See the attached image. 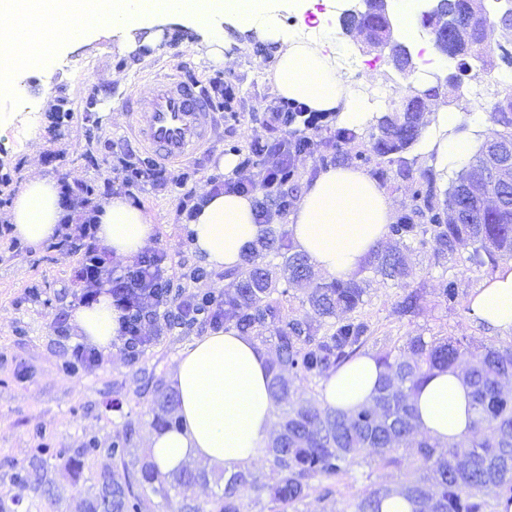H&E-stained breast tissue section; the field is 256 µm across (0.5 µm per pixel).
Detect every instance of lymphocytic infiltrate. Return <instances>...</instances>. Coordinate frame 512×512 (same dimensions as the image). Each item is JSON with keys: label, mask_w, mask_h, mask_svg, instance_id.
<instances>
[{"label": "lymphocytic infiltrate", "mask_w": 512, "mask_h": 512, "mask_svg": "<svg viewBox=\"0 0 512 512\" xmlns=\"http://www.w3.org/2000/svg\"><path fill=\"white\" fill-rule=\"evenodd\" d=\"M135 158L131 151L119 157L116 177L104 182L106 194L125 193L140 184L161 189L173 181L172 169L159 165L143 169L138 167ZM293 158L284 139L254 147L252 156L240 163L237 179L212 182L211 190L254 196L257 187L270 189V197L258 199L254 196V211L257 223H274L288 212V191L284 189L280 175L292 167ZM60 197L65 211L79 210L84 217L78 224L67 221L60 224L54 247L78 258L77 275L84 285L80 295L82 304L93 303L103 293L111 296L112 305L119 313L118 336L127 353H142L152 346L153 337L143 332L145 323L160 322L168 326L195 318V294L184 292L176 297L171 294L174 271L166 252L143 253L121 270L108 266L104 259L105 250L97 237L99 202L85 195L81 185L65 180L60 183Z\"/></svg>", "instance_id": "lymphocytic-infiltrate-1"}]
</instances>
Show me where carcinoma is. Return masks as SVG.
Returning a JSON list of instances; mask_svg holds the SVG:
<instances>
[{
    "instance_id": "1",
    "label": "carcinoma",
    "mask_w": 512,
    "mask_h": 512,
    "mask_svg": "<svg viewBox=\"0 0 512 512\" xmlns=\"http://www.w3.org/2000/svg\"><path fill=\"white\" fill-rule=\"evenodd\" d=\"M350 31H365L377 46L393 43L380 17L366 14L346 20ZM447 50L458 60L457 68L485 69L493 63V51L484 46V35L462 30L452 34ZM413 112H390L379 123L381 135L359 151L367 164L372 157L398 154L418 141L423 129L421 103ZM490 141L512 145V93L498 99L490 113ZM357 133L338 127L327 139L316 141L302 134L289 140L293 151L320 153L319 166L339 160L343 146ZM484 151L451 180L444 199H439L432 171L415 182L413 208L387 225L395 247L374 249L366 268L402 286L413 275L404 251L410 244L431 243L439 260H451L465 251L476 268L496 267L512 258V207L474 205L464 210L466 187L482 175ZM282 257L288 281L311 277L305 254L285 243V235L271 227L245 249V266L238 273L235 293L224 295V324L252 334L261 343L275 340L276 359L269 364L271 398L278 410V429L259 458L269 462V472L259 475L246 468L221 473L215 483L223 488L200 502L193 487L209 481L205 470L186 467L160 475L149 457L131 451L135 427L128 425L122 440L106 449L112 469L88 488L85 512H152L154 499L168 503L174 512H298L297 506L316 491L327 499L331 482L362 463L378 462L403 471L398 487L379 482L369 485L349 505L350 512H379V503L395 490L414 505V512H495L501 499L512 501V396L503 382L512 379V343L475 349L466 338L408 336L401 348L377 354L383 369L372 403L354 413L322 406L317 397L295 400L284 379L288 371L317 385L345 363L363 354L372 338L371 325L357 315L364 303L365 281L352 275L317 283L308 295L313 316L289 317L273 297L276 284L257 260ZM423 293L414 289L395 304L399 317H414L422 309ZM467 365L465 382L471 389L476 413L474 432L458 441L441 444L417 433L412 395L435 371ZM152 425L161 430L182 426L177 394L154 382ZM48 448H36L28 462L11 475L14 484L45 482L43 456Z\"/></svg>"
}]
</instances>
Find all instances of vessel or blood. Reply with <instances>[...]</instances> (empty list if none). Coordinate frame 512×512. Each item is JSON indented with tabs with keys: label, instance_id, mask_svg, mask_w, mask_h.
<instances>
[{
	"label": "vessel or blood",
	"instance_id": "vessel-or-blood-1",
	"mask_svg": "<svg viewBox=\"0 0 512 512\" xmlns=\"http://www.w3.org/2000/svg\"><path fill=\"white\" fill-rule=\"evenodd\" d=\"M123 108L143 150L163 164L202 149L215 126L213 107L201 85L179 72L152 79L146 90L130 92ZM142 112L147 113V122H140Z\"/></svg>",
	"mask_w": 512,
	"mask_h": 512
}]
</instances>
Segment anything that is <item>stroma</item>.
I'll list each match as a JSON object with an SVG mask.
<instances>
[{
    "label": "stroma",
    "instance_id": "stroma-1",
    "mask_svg": "<svg viewBox=\"0 0 512 512\" xmlns=\"http://www.w3.org/2000/svg\"><path fill=\"white\" fill-rule=\"evenodd\" d=\"M278 16L288 33L303 35L313 30L334 31L333 48L354 89L374 101L377 115L403 109L395 90L403 77L391 61L389 49H373L353 34L341 31L337 16L326 13L320 0L312 9L297 12L291 0H278ZM158 34L155 42L120 51L111 34L99 31L82 40L62 45L51 56L22 69L19 84L22 96H0V170L11 171L13 181L0 189V221L8 219L14 197L27 180L40 175L61 178L102 191L105 179L114 177L116 154L132 147L121 98L143 86L149 77L181 65L202 81L222 76L237 92L232 111L219 113V130L208 149L182 163L187 184L169 183L165 189L150 186L133 188L130 197L142 207L154 231L148 249H162L176 264L188 268L201 264L193 251L188 227L178 217L186 193L203 197L210 183L223 179L218 159L227 153L245 157L255 142L280 137L279 129L266 122V107L275 96L270 67L275 44L255 41L226 26L225 59L217 63L204 50L202 35L192 24L160 18L150 24ZM508 68L494 61L487 70L472 71L471 82L478 96H466L458 105L465 117L458 127L470 129L466 120L473 111L488 112L497 100L499 81ZM63 104L73 112L71 122L53 129L48 112ZM369 125L361 140L345 146L344 165L362 167L366 174L385 169L382 188L393 204L394 215L410 211L411 183L398 174L397 163L373 158L359 164L355 157L363 138L376 132ZM413 269L411 287L425 296L422 313L412 319L399 318L395 303L403 288L393 285L372 270H364L367 293L360 308L374 333L365 348L374 355L402 346L414 335L467 337L472 346L512 343V334L503 335L471 322L467 316L471 293L492 277L488 268L470 266L465 255L439 261L431 247L412 244L409 252ZM75 264L64 252L23 247L10 250L0 241V493L18 499L24 512H49V498L60 501V512H84V492L100 473L111 468L105 456L84 459L81 469L70 471L64 461L50 457L45 462L49 495L29 486L14 485L11 474L28 463L37 448L82 447L95 438L108 447L122 437L127 424H134L136 454L147 453L153 432L152 414L143 397L149 376L168 377L176 358L190 344V337L172 331L161 333L146 324L147 335L157 342L138 360H131L120 348L93 372L68 373L63 369L66 353L76 344V335H56L54 327L71 314L79 302ZM454 283L459 296L446 303L441 290ZM400 471L376 463L362 464L354 476L343 475L333 485L331 500L310 495L300 504V512H348L352 498L376 481L400 482Z\"/></svg>",
    "mask_w": 512,
    "mask_h": 512
}]
</instances>
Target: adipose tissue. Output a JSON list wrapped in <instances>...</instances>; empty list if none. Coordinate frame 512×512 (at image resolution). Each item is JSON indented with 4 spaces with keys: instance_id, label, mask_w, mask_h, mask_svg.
<instances>
[{
    "instance_id": "ef3b65f1",
    "label": "adipose tissue",
    "mask_w": 512,
    "mask_h": 512,
    "mask_svg": "<svg viewBox=\"0 0 512 512\" xmlns=\"http://www.w3.org/2000/svg\"><path fill=\"white\" fill-rule=\"evenodd\" d=\"M175 16L205 34L207 55L224 57L222 21L244 34L279 43L272 81L279 98L305 104L315 112L333 113L340 125L358 129L372 119L358 94L329 52L331 36L296 37L282 27L272 0H0V91L20 95L16 74L28 59L18 51L16 19L38 24L47 17H68L79 23V36L105 28L121 47L137 45L143 22ZM461 115L445 109L423 140L436 169L468 162L474 137L457 134ZM392 208L384 191L361 170L337 166L320 170L304 189L288 229L298 250L319 271L345 279L381 242ZM56 183L28 180L10 212L13 233L36 248L50 240L61 220ZM98 238L108 253L130 258L147 244L153 226L142 208L123 194L105 201L98 217ZM195 252L215 269L242 262L244 247L257 240L263 227L255 221L253 201L236 193L207 195L189 224ZM475 323L512 333V261L477 288L469 303ZM118 312L109 295L90 306L77 307L73 324L86 344L111 348L118 330ZM269 356L253 336L234 327L195 339L177 358L170 383L179 399L183 426L155 433L152 460L169 474L192 460L229 472L253 461L270 438L274 403L268 385ZM383 373L375 357L363 354L346 363L320 384L323 404L353 412L369 405ZM420 432L443 443L470 434L475 411L460 369L434 374L413 396Z\"/></svg>"
}]
</instances>
